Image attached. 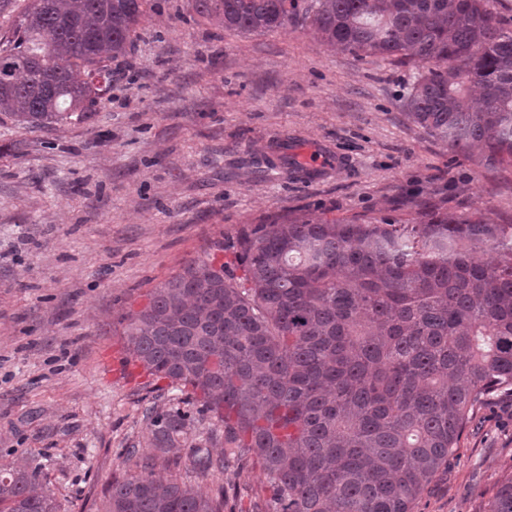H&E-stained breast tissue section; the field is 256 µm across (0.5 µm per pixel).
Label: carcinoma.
I'll use <instances>...</instances> for the list:
<instances>
[{
	"instance_id": "obj_1",
	"label": "carcinoma",
	"mask_w": 512,
	"mask_h": 512,
	"mask_svg": "<svg viewBox=\"0 0 512 512\" xmlns=\"http://www.w3.org/2000/svg\"><path fill=\"white\" fill-rule=\"evenodd\" d=\"M147 0H28L0 30V112L22 127L82 120L103 99ZM241 34L291 20L357 58L412 62L403 106L453 152L512 165V29L489 0H194ZM232 258L208 252L152 289L124 330L131 358L182 398L147 414L155 449L112 480L104 512H224L191 476L254 458L267 495L252 512H411L475 408L512 386V224L481 210L311 216L244 227ZM215 417L224 455L188 443ZM0 512H58L41 468H0ZM488 512H512V474Z\"/></svg>"
}]
</instances>
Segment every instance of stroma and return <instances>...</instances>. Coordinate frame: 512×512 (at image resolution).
I'll return each instance as SVG.
<instances>
[{
    "mask_svg": "<svg viewBox=\"0 0 512 512\" xmlns=\"http://www.w3.org/2000/svg\"><path fill=\"white\" fill-rule=\"evenodd\" d=\"M87 119L23 128L0 114V465L38 464L60 512H100L124 450L152 455L166 381L129 356L148 293L246 225L299 214L362 224L482 209L512 222V165L449 151L404 113L415 68L323 45L301 24L239 34L193 0H149ZM337 164L266 172L279 146ZM512 473V393L475 409L412 512H487ZM257 462L197 480L251 512Z\"/></svg>",
    "mask_w": 512,
    "mask_h": 512,
    "instance_id": "35a3bbf8",
    "label": "stroma"
}]
</instances>
